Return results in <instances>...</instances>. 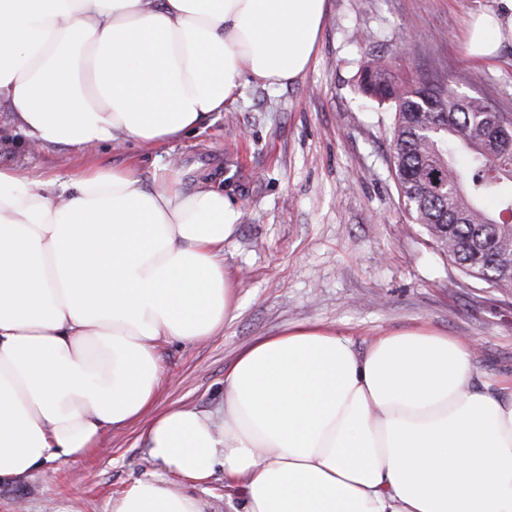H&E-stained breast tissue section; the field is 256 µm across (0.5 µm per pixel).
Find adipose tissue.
Wrapping results in <instances>:
<instances>
[{
    "label": "adipose tissue",
    "instance_id": "adipose-tissue-1",
    "mask_svg": "<svg viewBox=\"0 0 512 512\" xmlns=\"http://www.w3.org/2000/svg\"><path fill=\"white\" fill-rule=\"evenodd\" d=\"M464 49L512 42V0ZM326 0H0V101L35 148L181 139L246 84L309 69ZM222 190L145 185L136 163L32 180L0 166V483L73 463L145 421L156 470L109 512H512V382L476 385L471 344L430 328L363 350L298 324L240 352L214 412L157 409L161 341L234 317ZM198 494L210 501L211 512H227L224 507V476L218 474L217 477L201 485L197 489Z\"/></svg>",
    "mask_w": 512,
    "mask_h": 512
}]
</instances>
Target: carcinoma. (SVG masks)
<instances>
[{
	"label": "carcinoma",
	"instance_id": "obj_1",
	"mask_svg": "<svg viewBox=\"0 0 512 512\" xmlns=\"http://www.w3.org/2000/svg\"><path fill=\"white\" fill-rule=\"evenodd\" d=\"M461 82L460 74L427 68L400 78L382 58L360 75L365 95L395 106L392 164L414 221L465 275L512 288V156L497 130L512 112L482 97L459 100Z\"/></svg>",
	"mask_w": 512,
	"mask_h": 512
}]
</instances>
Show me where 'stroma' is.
<instances>
[{
    "instance_id": "stroma-1",
    "label": "stroma",
    "mask_w": 512,
    "mask_h": 512,
    "mask_svg": "<svg viewBox=\"0 0 512 512\" xmlns=\"http://www.w3.org/2000/svg\"><path fill=\"white\" fill-rule=\"evenodd\" d=\"M500 0H327L315 59L294 84L246 87L192 135L145 151L135 143L78 152L31 150L0 105V165L47 177L136 160L184 188H221L244 212L224 245L239 308L223 332L159 347L158 407L210 411L224 371L255 341L300 323L336 329L364 349L373 336L427 324L475 348L491 381L512 376V291L465 275L439 252L401 200L391 169L394 109L363 96V63L446 66L467 75L464 96L512 111V44L492 61L462 51L471 14ZM141 423L103 433L76 463L54 462L0 486V512H109L112 498L150 475Z\"/></svg>"
}]
</instances>
